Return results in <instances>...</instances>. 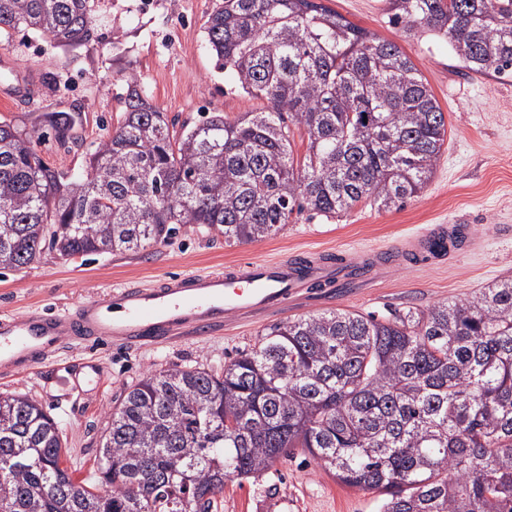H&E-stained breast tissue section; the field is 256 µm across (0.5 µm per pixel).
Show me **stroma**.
Returning a JSON list of instances; mask_svg holds the SVG:
<instances>
[{
    "instance_id": "stroma-1",
    "label": "stroma",
    "mask_w": 512,
    "mask_h": 512,
    "mask_svg": "<svg viewBox=\"0 0 512 512\" xmlns=\"http://www.w3.org/2000/svg\"><path fill=\"white\" fill-rule=\"evenodd\" d=\"M354 24L400 43L448 120L433 177L404 207L381 211L361 203L335 218L301 214L258 242L226 245L222 234L181 225L167 243L138 252H103L64 259L44 249L27 267L0 270V315L42 307H71L105 297L127 281L156 284L162 277L207 272L242 259L335 252L363 256L393 251L369 284L307 288L283 307L226 319L218 334H199L141 347L121 343L85 347L66 342L27 372L0 375V392L38 400L58 422L67 465L77 479L94 470L108 414L128 386L150 370L217 367L253 347L265 329L291 319L343 309L378 317L395 309H424L474 296L512 277V78H476L459 67L446 43L403 37L385 0H325ZM215 0H94L97 42L64 47L51 36L18 33L0 39V86L27 79L19 98L0 97V118L39 124L48 112L81 117L78 142L55 137L34 148L58 170H81L89 151L124 118L128 78L178 123L212 112L235 120L266 110L215 65L205 23ZM436 224H461L467 235L446 255L426 261L401 249ZM378 493L338 483L294 449L259 479L230 478L218 512H380Z\"/></svg>"
}]
</instances>
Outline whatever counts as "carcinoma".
I'll use <instances>...</instances> for the list:
<instances>
[{
	"mask_svg": "<svg viewBox=\"0 0 512 512\" xmlns=\"http://www.w3.org/2000/svg\"><path fill=\"white\" fill-rule=\"evenodd\" d=\"M405 37L448 44L468 71L512 76V0H388ZM100 39L90 0H0V36ZM205 32L263 112L176 127L129 81L125 117L74 178L33 143L74 138L76 114L0 120V269L45 246L137 252L200 224L227 245L296 211L399 209L425 188L445 113L401 45L322 0H223ZM304 127L294 159L290 125ZM293 448L380 512H512V278L378 319L336 309L269 328L220 368L145 373L109 413L97 470L63 465L58 423L0 394V498L11 512H216L224 479L258 478Z\"/></svg>",
	"mask_w": 512,
	"mask_h": 512,
	"instance_id": "carcinoma-1",
	"label": "carcinoma"
}]
</instances>
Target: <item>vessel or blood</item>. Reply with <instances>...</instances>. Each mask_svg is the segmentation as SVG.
Returning <instances> with one entry per match:
<instances>
[{"mask_svg":"<svg viewBox=\"0 0 512 512\" xmlns=\"http://www.w3.org/2000/svg\"><path fill=\"white\" fill-rule=\"evenodd\" d=\"M441 224L410 241L408 254L433 256L437 244L455 234ZM349 254H314L305 260L248 259L221 272L168 276L150 287L124 284L106 300H88L58 313L32 311L0 316V374L23 373L56 345L79 341L93 346L115 339L141 346L173 337L181 330L217 333L226 316L287 302L312 282L336 279L360 268Z\"/></svg>","mask_w":512,"mask_h":512,"instance_id":"obj_1","label":"vessel or blood"}]
</instances>
